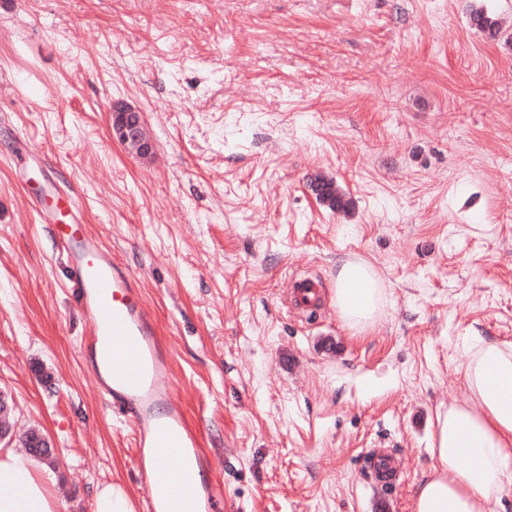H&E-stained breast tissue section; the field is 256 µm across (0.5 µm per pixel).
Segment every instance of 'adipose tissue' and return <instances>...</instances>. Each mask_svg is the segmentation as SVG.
Masks as SVG:
<instances>
[{"label": "adipose tissue", "mask_w": 512, "mask_h": 512, "mask_svg": "<svg viewBox=\"0 0 512 512\" xmlns=\"http://www.w3.org/2000/svg\"><path fill=\"white\" fill-rule=\"evenodd\" d=\"M382 294L365 263L337 270L333 301L349 328L372 322ZM461 371L469 397L436 416L434 463L417 486L415 512H492L512 492V348L474 337ZM0 512H56L43 463L0 447Z\"/></svg>", "instance_id": "adipose-tissue-1"}]
</instances>
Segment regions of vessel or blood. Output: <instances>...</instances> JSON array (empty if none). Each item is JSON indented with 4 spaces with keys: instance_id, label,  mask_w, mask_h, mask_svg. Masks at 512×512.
I'll return each instance as SVG.
<instances>
[{
    "instance_id": "vessel-or-blood-1",
    "label": "vessel or blood",
    "mask_w": 512,
    "mask_h": 512,
    "mask_svg": "<svg viewBox=\"0 0 512 512\" xmlns=\"http://www.w3.org/2000/svg\"><path fill=\"white\" fill-rule=\"evenodd\" d=\"M48 221L68 252L71 282L89 334L80 355L100 389L134 425L135 469L148 490L137 512H216L214 462L184 413L170 403L169 359L138 281L92 241L69 191L52 188Z\"/></svg>"
}]
</instances>
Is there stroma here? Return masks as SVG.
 Returning a JSON list of instances; mask_svg holds the SVG:
<instances>
[{
    "label": "stroma",
    "instance_id": "35a3bbf8",
    "mask_svg": "<svg viewBox=\"0 0 512 512\" xmlns=\"http://www.w3.org/2000/svg\"><path fill=\"white\" fill-rule=\"evenodd\" d=\"M115 100L150 160L113 140ZM21 143L138 279L219 512H414L472 337L512 345V0H0V391L60 450L58 512L104 484L136 503L134 431L79 359L89 326L12 172ZM348 261L385 289L358 332L331 302ZM300 276L317 315L291 306ZM109 112L113 139L131 146L140 158H150L155 152V143L145 126L141 110L117 100L112 102ZM316 187V198L329 209L334 211L347 210L350 206V200L336 186L335 181L331 179L318 178Z\"/></svg>",
    "mask_w": 512,
    "mask_h": 512
}]
</instances>
